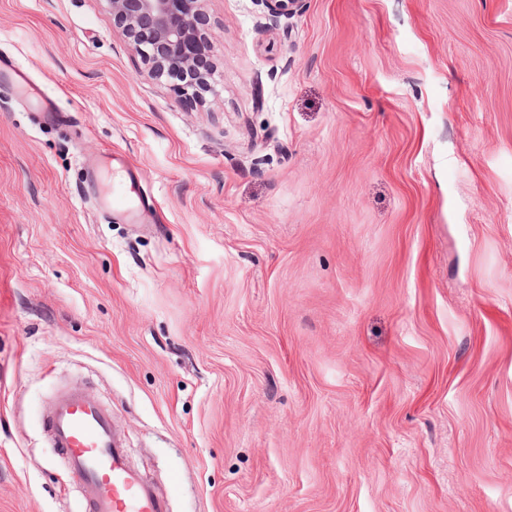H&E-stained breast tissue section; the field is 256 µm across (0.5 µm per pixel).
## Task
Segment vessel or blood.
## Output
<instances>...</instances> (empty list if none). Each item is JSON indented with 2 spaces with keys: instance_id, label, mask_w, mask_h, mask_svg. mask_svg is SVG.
<instances>
[{
  "instance_id": "vessel-or-blood-1",
  "label": "vessel or blood",
  "mask_w": 512,
  "mask_h": 512,
  "mask_svg": "<svg viewBox=\"0 0 512 512\" xmlns=\"http://www.w3.org/2000/svg\"><path fill=\"white\" fill-rule=\"evenodd\" d=\"M0 87L40 101L46 121L64 122L61 111L47 102L43 88L12 60L0 59ZM99 198L109 213L135 212L127 195L103 191ZM44 430L71 473L79 512H167L164 501L128 464L111 412L90 394L72 390L53 398L45 409Z\"/></svg>"
}]
</instances>
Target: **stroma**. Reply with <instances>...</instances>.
Wrapping results in <instances>:
<instances>
[{
    "label": "stroma",
    "mask_w": 512,
    "mask_h": 512,
    "mask_svg": "<svg viewBox=\"0 0 512 512\" xmlns=\"http://www.w3.org/2000/svg\"><path fill=\"white\" fill-rule=\"evenodd\" d=\"M205 10L194 98L108 0H0L69 116L0 89V512H75L72 388L168 512H512V0ZM265 4L272 24L277 26L281 18H289L297 13L302 0H261ZM99 198L103 208L110 214L130 216L135 213L133 201L123 193L101 190Z\"/></svg>",
    "instance_id": "stroma-1"
}]
</instances>
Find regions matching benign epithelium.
<instances>
[{
	"mask_svg": "<svg viewBox=\"0 0 512 512\" xmlns=\"http://www.w3.org/2000/svg\"><path fill=\"white\" fill-rule=\"evenodd\" d=\"M112 23L140 51L149 73H198L210 60L206 0H108ZM273 25L297 13L302 0H261Z\"/></svg>",
	"mask_w": 512,
	"mask_h": 512,
	"instance_id": "obj_1",
	"label": "benign epithelium"
}]
</instances>
